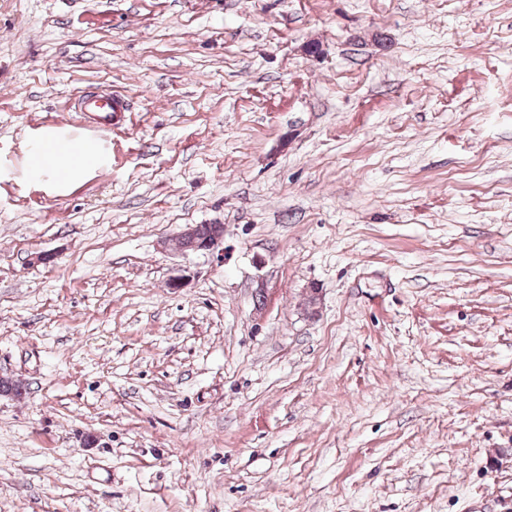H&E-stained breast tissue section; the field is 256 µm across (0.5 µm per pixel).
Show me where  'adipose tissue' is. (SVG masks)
Instances as JSON below:
<instances>
[{"label":"adipose tissue","mask_w":512,"mask_h":512,"mask_svg":"<svg viewBox=\"0 0 512 512\" xmlns=\"http://www.w3.org/2000/svg\"><path fill=\"white\" fill-rule=\"evenodd\" d=\"M30 173L33 177H58L60 187L81 180L102 162L97 152L74 153L68 143L54 131L45 132L29 150Z\"/></svg>","instance_id":"adipose-tissue-1"}]
</instances>
